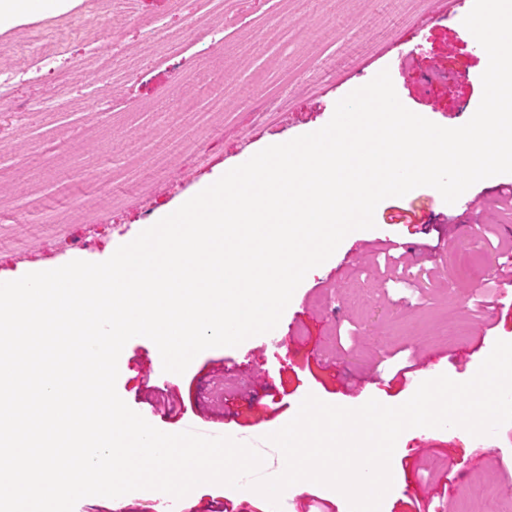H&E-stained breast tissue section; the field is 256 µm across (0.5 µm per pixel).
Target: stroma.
Returning <instances> with one entry per match:
<instances>
[{
  "instance_id": "stroma-1",
  "label": "stroma",
  "mask_w": 512,
  "mask_h": 512,
  "mask_svg": "<svg viewBox=\"0 0 512 512\" xmlns=\"http://www.w3.org/2000/svg\"><path fill=\"white\" fill-rule=\"evenodd\" d=\"M467 6L456 0H225L212 18L195 5L140 0L139 20L110 33L94 0L26 16L0 30V67L10 48L46 43L31 34L94 16L72 36L54 69L17 75L0 109V281L102 262L152 226L162 211L206 188L244 154L324 127L338 100L388 70L402 104L444 127L465 124L483 95V47L462 36ZM165 15L182 39L178 55L151 52L112 84L85 62L111 42L141 44V19ZM66 77L67 111L37 103ZM512 174L474 187L465 208L419 187L382 200L375 228L347 235L296 289L273 334L198 354L184 374L166 373L156 345L131 339L116 389L156 428L194 427L255 445L261 474L281 473L265 435L296 414L307 395L357 408L369 399L397 406L420 379L469 380L496 341L512 342V287L501 285L487 243L512 246V212L501 198ZM425 203L417 224L389 213ZM465 326L464 336L451 337ZM488 332L485 341L476 335ZM408 373L397 374L398 359ZM393 486L381 512H512V423L472 436L459 427L404 431L391 462ZM295 512H349L337 491L291 486ZM165 493L88 496L74 512H157ZM183 512H267L249 487L203 484Z\"/></svg>"
}]
</instances>
